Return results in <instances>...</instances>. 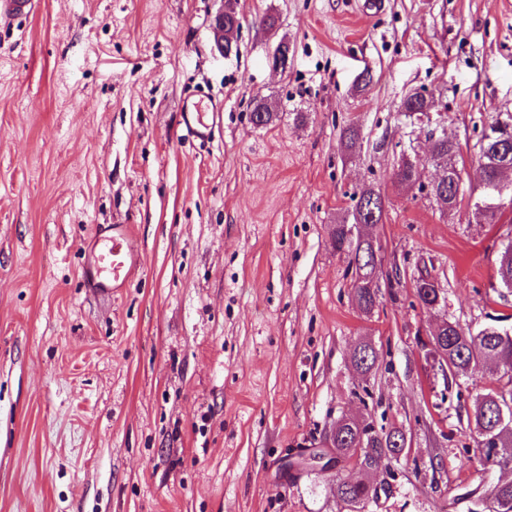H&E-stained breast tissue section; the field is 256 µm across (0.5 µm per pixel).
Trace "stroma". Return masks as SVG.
Here are the masks:
<instances>
[{
	"label": "stroma",
	"instance_id": "obj_1",
	"mask_svg": "<svg viewBox=\"0 0 512 512\" xmlns=\"http://www.w3.org/2000/svg\"><path fill=\"white\" fill-rule=\"evenodd\" d=\"M386 2L236 0L228 58L221 0L0 13V512H340L348 461L280 467L345 416L407 437L368 473L379 494L361 512H467L481 479L469 418L498 375L444 376L424 343L446 320L512 327L496 287L512 207L472 216L482 132L512 113V0ZM414 92L434 108L402 112ZM193 94L224 104L205 146L179 124ZM261 100L278 117L258 127ZM440 135L459 145L449 213L396 177ZM367 187L385 200L368 314L331 245ZM101 224L130 225L142 256L109 301L83 279ZM426 274L446 297L433 311L414 293ZM362 342L378 353L366 375ZM215 16L213 29L217 32L216 48L223 57H230L231 53H224V50L232 51L236 48L237 33L241 28L240 17L231 1ZM215 32V34H216Z\"/></svg>",
	"mask_w": 512,
	"mask_h": 512
}]
</instances>
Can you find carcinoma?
Here are the masks:
<instances>
[{
	"label": "carcinoma",
	"mask_w": 512,
	"mask_h": 512,
	"mask_svg": "<svg viewBox=\"0 0 512 512\" xmlns=\"http://www.w3.org/2000/svg\"><path fill=\"white\" fill-rule=\"evenodd\" d=\"M241 28L240 17L232 3L224 6V49L232 50L235 46L237 33ZM433 107V97L415 92L405 97L401 102V109L412 114H423ZM274 118V112L264 102L259 101L253 108L250 119L256 126H267ZM459 155L458 144L446 136H439L431 140L426 161L439 169L448 170V181L434 186H425L418 183L416 165L404 161L397 171L399 183L410 188L416 186L419 191H427L436 203L443 209L452 211L459 202V192L448 190V186L461 182V173L457 165ZM499 159L480 150L479 185L481 194L479 199L484 202L486 214L484 219L488 224H496L502 211L496 207L497 198L492 190L497 176ZM377 213L376 223H381L384 213V199L381 193L372 188L363 189L356 195V203L351 212L352 223L369 222L371 213ZM332 246L349 257V267L354 270V297L359 308L369 313L375 307L378 289L372 287L371 275L374 265L373 243L366 239L351 238L347 232V222L336 225L332 233ZM498 286L512 291V239L503 245L501 257L497 268ZM415 295L425 306L444 304L441 289L431 281L428 276L418 278L414 283ZM501 317L492 318V323L480 329L477 333L466 332L455 323L441 331V335L448 339V371L454 376H464L477 359L483 358L490 362L503 361V375L507 382L496 390L482 394L475 399L473 408L474 430L477 433L478 444L483 440L494 437L497 439L501 455L491 456L482 452V471L488 472L494 467L512 466V418L499 423V412L491 396L499 393L512 401V334L500 335ZM378 354L373 349L363 347L354 354L356 368L367 374L374 367ZM403 440L396 430H376L370 423L360 420L354 421L339 429L336 440L333 441L336 454L345 458L354 454L360 448L365 456L374 460L392 455L398 451L397 441ZM378 496L376 488L372 487L364 476H359L352 482L336 481V499L346 498L355 501L356 505H364Z\"/></svg>",
	"instance_id": "obj_1"
}]
</instances>
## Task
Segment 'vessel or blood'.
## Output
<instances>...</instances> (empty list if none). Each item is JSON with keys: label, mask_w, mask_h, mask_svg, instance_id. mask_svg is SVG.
I'll return each instance as SVG.
<instances>
[{"label": "vessel or blood", "mask_w": 512, "mask_h": 512, "mask_svg": "<svg viewBox=\"0 0 512 512\" xmlns=\"http://www.w3.org/2000/svg\"><path fill=\"white\" fill-rule=\"evenodd\" d=\"M223 110V104L209 99H187L181 104L180 123L189 138L207 144ZM140 261V253L128 225L111 224L99 228L85 251L86 286L101 297H112L126 288Z\"/></svg>", "instance_id": "1"}]
</instances>
